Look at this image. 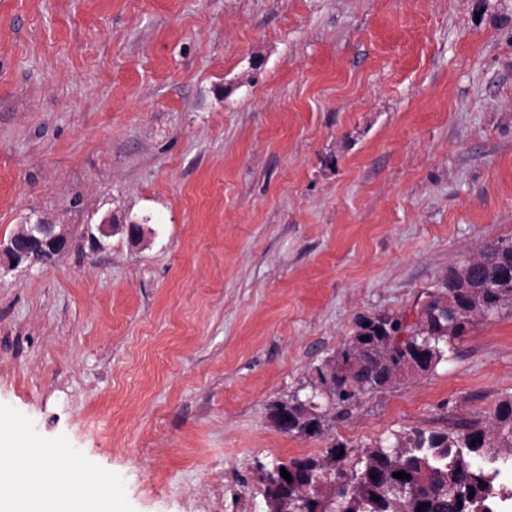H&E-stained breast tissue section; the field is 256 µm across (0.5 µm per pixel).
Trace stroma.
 I'll use <instances>...</instances> for the list:
<instances>
[{
    "label": "stroma",
    "instance_id": "obj_1",
    "mask_svg": "<svg viewBox=\"0 0 512 512\" xmlns=\"http://www.w3.org/2000/svg\"><path fill=\"white\" fill-rule=\"evenodd\" d=\"M39 218L68 244L0 255V426L108 512H266L258 463L454 431L512 396L510 307L321 436L271 406L512 243V0H0V240ZM292 399V396L287 400L288 406L285 408V412H280L274 416L275 423L280 429L288 428V415L291 416L295 424L291 426V430L288 429V434H297L304 435L309 437H318L323 434L321 432V427L314 425L312 422L304 420L303 418L298 419V414L289 406V403ZM277 403L273 409H278L280 406L284 405L285 402ZM289 407V411H288Z\"/></svg>",
    "mask_w": 512,
    "mask_h": 512
}]
</instances>
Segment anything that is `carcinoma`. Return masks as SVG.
<instances>
[{"label":"carcinoma","instance_id":"carcinoma-1","mask_svg":"<svg viewBox=\"0 0 512 512\" xmlns=\"http://www.w3.org/2000/svg\"><path fill=\"white\" fill-rule=\"evenodd\" d=\"M467 270L451 267L445 281L447 296L462 313L428 312L409 324L401 318L382 316L358 323L352 342L338 350L331 377L320 375V384L342 406L361 395L397 383L394 366L410 344L422 336H434L437 347L465 335L473 321L504 306L512 307V243L485 248L468 259ZM289 433L309 437L322 435L321 427L298 417ZM512 456V396L497 401L461 423L453 433L412 430L397 446L380 443L366 450V461L355 471L356 483L346 498L345 512H501L493 493L498 470L483 462ZM291 481L282 482L288 496L303 503L306 512H334L310 476L327 468L314 457L288 461ZM404 472L408 479L394 473ZM426 508H420V505Z\"/></svg>","mask_w":512,"mask_h":512}]
</instances>
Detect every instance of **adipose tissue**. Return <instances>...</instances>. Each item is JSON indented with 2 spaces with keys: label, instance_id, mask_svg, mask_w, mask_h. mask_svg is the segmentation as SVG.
<instances>
[{
  "label": "adipose tissue",
  "instance_id": "adipose-tissue-1",
  "mask_svg": "<svg viewBox=\"0 0 512 512\" xmlns=\"http://www.w3.org/2000/svg\"><path fill=\"white\" fill-rule=\"evenodd\" d=\"M69 474L68 464L59 461L55 448L30 445L20 455L9 447L1 449L0 490L11 492L1 505L6 512H49L45 499L24 495V488L61 484Z\"/></svg>",
  "mask_w": 512,
  "mask_h": 512
}]
</instances>
